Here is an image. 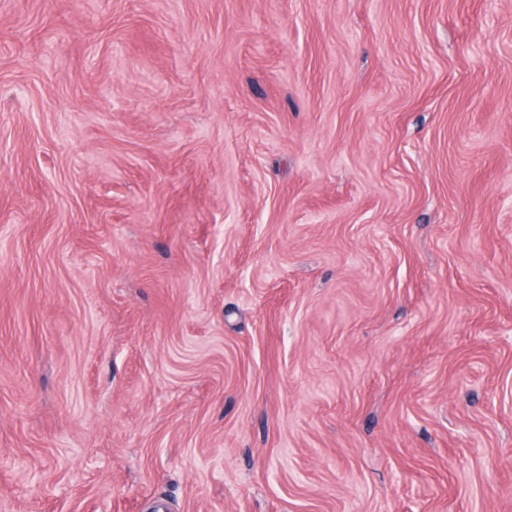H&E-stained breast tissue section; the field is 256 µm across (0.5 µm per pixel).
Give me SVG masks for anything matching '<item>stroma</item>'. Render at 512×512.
Segmentation results:
<instances>
[{
  "mask_svg": "<svg viewBox=\"0 0 512 512\" xmlns=\"http://www.w3.org/2000/svg\"><path fill=\"white\" fill-rule=\"evenodd\" d=\"M0 512H512V0H0Z\"/></svg>",
  "mask_w": 512,
  "mask_h": 512,
  "instance_id": "stroma-1",
  "label": "stroma"
}]
</instances>
